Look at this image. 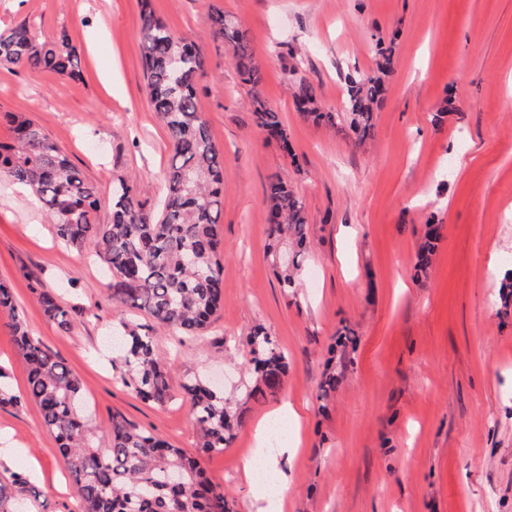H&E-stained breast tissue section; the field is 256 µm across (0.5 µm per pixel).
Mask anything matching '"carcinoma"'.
Masks as SVG:
<instances>
[{"label": "carcinoma", "mask_w": 512, "mask_h": 512, "mask_svg": "<svg viewBox=\"0 0 512 512\" xmlns=\"http://www.w3.org/2000/svg\"><path fill=\"white\" fill-rule=\"evenodd\" d=\"M208 22L213 37L231 50L240 82L250 87L256 127L292 154L278 112L258 91L263 72L246 33L215 7ZM139 35L149 101L171 142L160 208L146 211L138 187L122 178L112 187V222L96 223L99 188L23 113L0 115V122L11 131L10 141L0 142V181L30 187L61 242L76 248L94 243L110 278L113 305L123 312H143L156 325L181 336H198L223 298L218 217L224 152L211 138L198 109L196 81L205 58L196 41L170 29L151 0H140ZM392 53L391 45L379 48L382 62L376 75L359 71L345 75L342 111L349 115V128L359 140L370 135L374 114L384 105V76ZM0 67L72 78L78 57L66 38L49 41L23 23L0 31ZM291 94L304 116L317 124L337 125L336 113L321 108L306 79L294 80ZM266 205L270 252L279 285L286 290L295 287L305 258L308 216L302 198L278 178L268 183ZM440 228L427 223L417 269L429 265ZM285 239L294 246L287 263L280 260ZM31 291L50 321L64 332L73 329L71 306L38 279ZM0 320L11 331L27 366L26 394L15 395L0 382V405L37 404L78 486L82 512H231L226 495L211 483L197 458L122 416H112L110 448L101 452L92 447L94 424L84 410L80 379L58 353L27 330L11 289L2 282ZM120 325V335L112 340L119 347L116 360L131 372L127 386L145 402L160 407L170 403L175 389L152 330L129 321ZM247 344L253 377L236 406L204 378L180 384L203 453L230 447L244 423L245 404L274 396L288 371L284 353L265 328L255 327Z\"/></svg>", "instance_id": "obj_1"}]
</instances>
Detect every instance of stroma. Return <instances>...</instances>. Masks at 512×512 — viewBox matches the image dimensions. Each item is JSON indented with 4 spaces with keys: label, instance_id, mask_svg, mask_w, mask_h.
<instances>
[{
    "label": "stroma",
    "instance_id": "1",
    "mask_svg": "<svg viewBox=\"0 0 512 512\" xmlns=\"http://www.w3.org/2000/svg\"><path fill=\"white\" fill-rule=\"evenodd\" d=\"M217 5L246 32L261 93L288 129L291 153L266 139L224 42L205 25ZM194 37L206 67L197 98L224 151L219 225L223 301L204 336L177 343L155 328L173 385L199 376L238 389L250 376L245 338L257 325L288 359L275 396L249 403L224 452L203 456L234 512H264L267 494L242 463L268 414L305 406L287 451L267 449L288 478L282 512H512V304L491 285V255H512V0H152ZM37 24L66 34L80 71L0 68V112H22L100 189L96 221H111L112 183L125 176L156 210L170 156L145 87L139 0H0V28ZM393 42L385 104L366 141L297 112L294 76L340 111L344 76L376 70V40ZM444 112L441 123L433 115ZM281 178L303 199L310 249L294 294L269 254L265 193ZM441 224L427 274L414 273L427 222ZM73 306L64 333L31 278ZM0 279L29 332L82 382L111 444L121 414L196 451L188 406L140 400L105 342L121 313L92 245L58 242L32 196L0 187ZM335 366H328V358ZM336 388L320 398L328 370ZM0 485L27 512H78L79 490L34 402L0 407Z\"/></svg>",
    "mask_w": 512,
    "mask_h": 512
}]
</instances>
